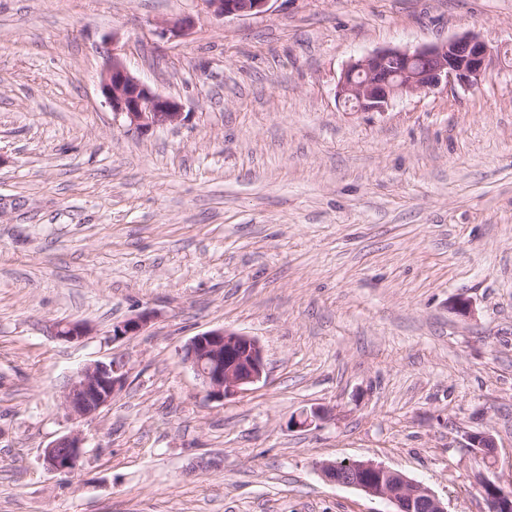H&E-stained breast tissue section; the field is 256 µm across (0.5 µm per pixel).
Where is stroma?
Returning a JSON list of instances; mask_svg holds the SVG:
<instances>
[{"label": "stroma", "mask_w": 512, "mask_h": 512, "mask_svg": "<svg viewBox=\"0 0 512 512\" xmlns=\"http://www.w3.org/2000/svg\"><path fill=\"white\" fill-rule=\"evenodd\" d=\"M464 33L501 53L477 89L383 113L335 96L352 59ZM115 50L184 121L115 120ZM75 320L83 343L53 336ZM219 327L267 365L224 401L182 363ZM111 359L123 389L81 423L77 468L47 471L71 376ZM343 459L448 512H488L480 482L512 480V0H270L224 20L202 0H0V512H391L322 479ZM154 318L151 312H142L112 327L113 341H131L139 336Z\"/></svg>", "instance_id": "obj_1"}]
</instances>
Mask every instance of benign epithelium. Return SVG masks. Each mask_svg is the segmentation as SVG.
<instances>
[{"label":"benign epithelium","mask_w":512,"mask_h":512,"mask_svg":"<svg viewBox=\"0 0 512 512\" xmlns=\"http://www.w3.org/2000/svg\"><path fill=\"white\" fill-rule=\"evenodd\" d=\"M207 13L226 19L266 12L270 0H202ZM190 17L157 22L158 34L179 36L190 29ZM498 54L484 41L465 34L448 41L410 49L386 48L351 60L336 85V96L360 112H384L397 98L427 94L458 84L465 89L481 85L490 74ZM104 106L127 127L146 133L174 127L184 118L183 105L142 82L117 52L107 56L100 80ZM154 318L142 312L112 326V341H130ZM90 332L82 322L57 325L54 334L67 342H80ZM185 364L196 374L212 400L224 401L244 395L263 380L264 350L258 339L224 327L192 337L184 347ZM126 382L123 367L114 361L85 365L71 379L62 405L72 419L89 417L108 405ZM467 447L488 457L495 440L487 432H470ZM83 453V439L72 430L52 441L43 461L51 472L73 471ZM328 482L356 488L394 506V512H447L444 503L425 485L372 461H350L342 468L336 462L319 464ZM481 492L489 512H512V495L499 482L484 480Z\"/></svg>","instance_id":"obj_1"}]
</instances>
